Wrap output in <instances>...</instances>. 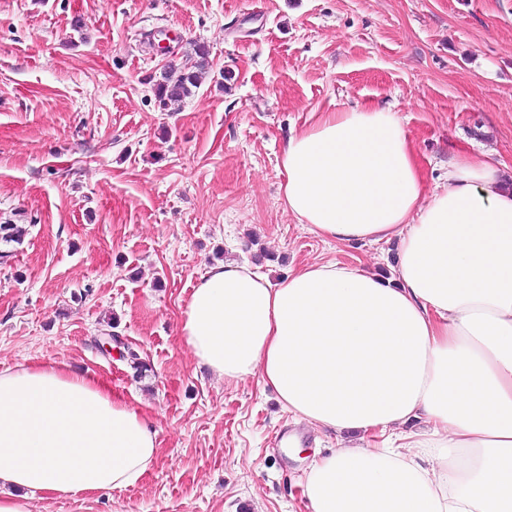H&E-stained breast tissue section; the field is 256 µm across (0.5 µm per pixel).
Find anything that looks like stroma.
<instances>
[{
    "label": "stroma",
    "instance_id": "obj_1",
    "mask_svg": "<svg viewBox=\"0 0 512 512\" xmlns=\"http://www.w3.org/2000/svg\"><path fill=\"white\" fill-rule=\"evenodd\" d=\"M200 45L199 88L161 106ZM355 104L397 112L425 188L474 145L512 177V0H0V222L26 229L0 263V370L102 379L159 448L137 486L33 512H309L304 472L335 433L198 366L179 322L224 262L273 283L396 265L397 242L319 238L284 204L289 137Z\"/></svg>",
    "mask_w": 512,
    "mask_h": 512
}]
</instances>
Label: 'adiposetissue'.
<instances>
[{
  "label": "adipose tissue",
  "instance_id": "ef3b65f1",
  "mask_svg": "<svg viewBox=\"0 0 512 512\" xmlns=\"http://www.w3.org/2000/svg\"><path fill=\"white\" fill-rule=\"evenodd\" d=\"M285 205L342 243L397 242L382 278L341 261L270 283L211 267L182 311L199 365L252 376L344 437L304 473L311 512H512V186L490 153L426 190L396 112L352 106L292 136ZM419 431L394 448L352 436ZM156 432L102 380L56 364L0 371V512L136 486Z\"/></svg>",
  "mask_w": 512,
  "mask_h": 512
}]
</instances>
